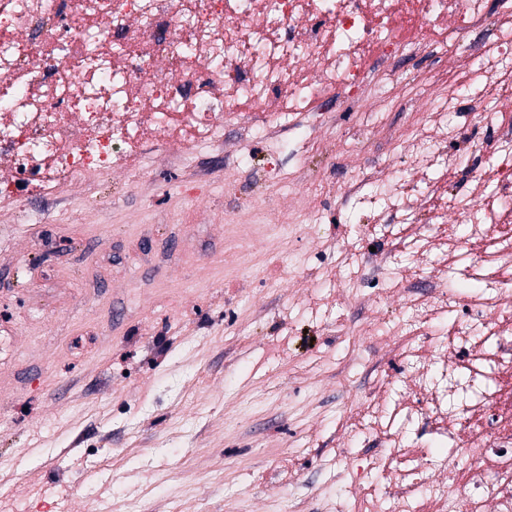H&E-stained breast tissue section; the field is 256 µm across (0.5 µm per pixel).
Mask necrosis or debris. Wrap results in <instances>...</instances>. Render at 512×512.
Instances as JSON below:
<instances>
[{"instance_id": "necrosis-or-debris-1", "label": "necrosis or debris", "mask_w": 512, "mask_h": 512, "mask_svg": "<svg viewBox=\"0 0 512 512\" xmlns=\"http://www.w3.org/2000/svg\"><path fill=\"white\" fill-rule=\"evenodd\" d=\"M330 101L423 115L379 128L355 179H290L356 213L354 263L384 222L403 259L398 314L360 325L402 380L345 421L381 437L394 492L354 512H512V0H0V222L137 185L146 140L178 165L228 126L287 145Z\"/></svg>"}]
</instances>
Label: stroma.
I'll return each instance as SVG.
<instances>
[{
	"label": "stroma",
	"mask_w": 512,
	"mask_h": 512,
	"mask_svg": "<svg viewBox=\"0 0 512 512\" xmlns=\"http://www.w3.org/2000/svg\"><path fill=\"white\" fill-rule=\"evenodd\" d=\"M203 162L196 185L147 153L137 187L71 193L81 223L36 203L0 234V512H60L70 485L74 512H347L352 458H382L336 449L342 400L401 366L331 331L363 316L328 301L358 225L335 198L311 232L235 223L248 170L228 196L223 152Z\"/></svg>",
	"instance_id": "stroma-1"
}]
</instances>
